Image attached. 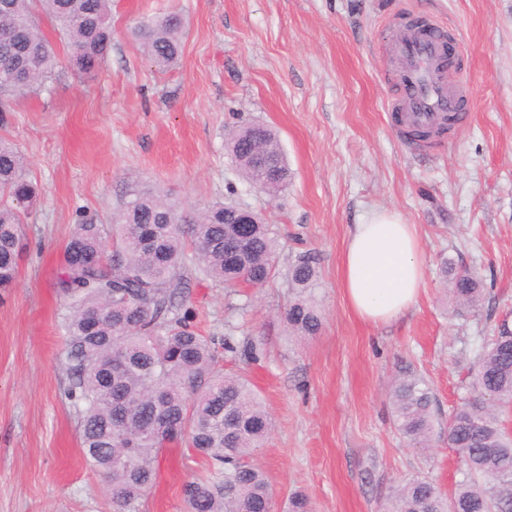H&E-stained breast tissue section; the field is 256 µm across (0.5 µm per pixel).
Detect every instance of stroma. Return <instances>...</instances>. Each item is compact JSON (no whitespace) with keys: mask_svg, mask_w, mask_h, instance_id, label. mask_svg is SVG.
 Segmentation results:
<instances>
[{"mask_svg":"<svg viewBox=\"0 0 512 512\" xmlns=\"http://www.w3.org/2000/svg\"><path fill=\"white\" fill-rule=\"evenodd\" d=\"M169 13L184 19L183 48L162 69L129 31ZM417 17L461 38L451 77L471 97L466 119L426 145L391 110L394 40ZM40 26L58 67L0 112V140L20 149L38 189L16 282L0 291V512H112L65 394L55 283L77 212L109 220L135 184L189 209L231 200L272 226L265 287H224L189 259L182 305L216 338L219 367L245 375L274 420L252 461L278 503L302 491L313 512H383L417 476L451 494L462 474L448 416L473 392L484 337L512 322V0H112V50L91 75L70 64L48 21ZM249 124L278 133L291 172L278 198L250 187L227 152L229 131ZM383 209L416 226L427 272L416 305L373 326L349 308L341 266L353 225ZM305 252L316 257L322 325L296 338L283 312ZM446 266L480 276L481 306L446 294ZM227 336L236 352L225 351ZM251 341L258 357L245 351ZM408 375L432 397L426 449L405 441L389 399ZM208 469L187 443L163 449L140 512H185L184 481Z\"/></svg>","mask_w":512,"mask_h":512,"instance_id":"stroma-1","label":"stroma"}]
</instances>
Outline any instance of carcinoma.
<instances>
[{
	"label": "carcinoma",
	"mask_w": 512,
	"mask_h": 512,
	"mask_svg": "<svg viewBox=\"0 0 512 512\" xmlns=\"http://www.w3.org/2000/svg\"><path fill=\"white\" fill-rule=\"evenodd\" d=\"M112 0H0V69L11 68L22 84L0 89V112L49 81L57 56L37 14L67 41L75 66L96 71L112 49ZM184 21L178 14L141 21L132 31L139 50L157 66L176 64ZM227 149L241 176L274 196L288 185L290 170L278 134L270 127H240ZM260 154L278 164L266 180ZM18 148L0 141V288L17 275L22 225L36 196L25 177ZM237 226L224 223V203L190 213L150 188H135L124 208L101 224L85 212L64 251L58 288L67 313L61 328L66 389L78 416L83 457L107 478L113 512H139V502L156 481L159 452L188 433L189 447L210 461L208 473L185 483L186 512H269L273 494L265 473L249 461L268 437L272 420L249 383L216 366L210 340L192 315L180 308L181 268L187 250L205 276L226 288L248 282L264 287L274 275L276 239L258 218L250 225L245 265L234 262L224 242ZM112 242V252L104 250ZM311 254L298 257L290 275L296 297L284 310L290 333L315 334L321 317L310 290L315 279ZM455 302L477 308L484 288L468 269L452 272ZM473 387L448 422V446L464 467L463 478L446 497L424 478L399 487L386 512H512V437L499 409L512 404V328L502 323L478 354ZM399 429L411 443H425L432 431L429 388L416 377L393 386Z\"/></svg>",
	"instance_id": "obj_1"
}]
</instances>
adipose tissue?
<instances>
[{
    "label": "adipose tissue",
    "instance_id": "1",
    "mask_svg": "<svg viewBox=\"0 0 512 512\" xmlns=\"http://www.w3.org/2000/svg\"><path fill=\"white\" fill-rule=\"evenodd\" d=\"M426 275L414 225L386 210L356 225L342 262V286L354 314L378 325L399 318L418 301Z\"/></svg>",
    "mask_w": 512,
    "mask_h": 512
}]
</instances>
